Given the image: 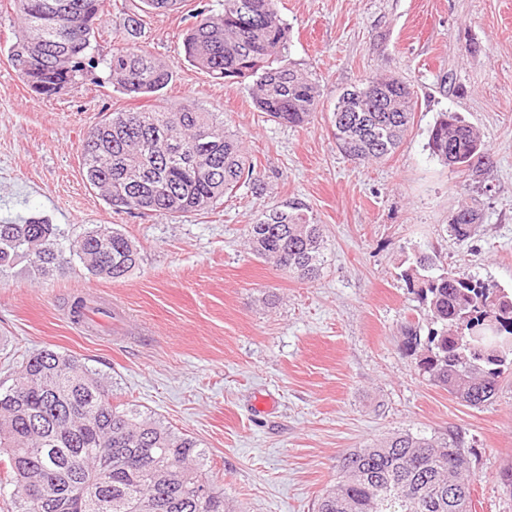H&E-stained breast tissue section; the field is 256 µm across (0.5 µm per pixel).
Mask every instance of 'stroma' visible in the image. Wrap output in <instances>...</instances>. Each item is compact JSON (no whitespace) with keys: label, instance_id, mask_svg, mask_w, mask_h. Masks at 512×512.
Returning <instances> with one entry per match:
<instances>
[{"label":"stroma","instance_id":"35a3bbf8","mask_svg":"<svg viewBox=\"0 0 512 512\" xmlns=\"http://www.w3.org/2000/svg\"><path fill=\"white\" fill-rule=\"evenodd\" d=\"M140 2L107 0L91 53L128 46L172 66L151 99L113 88L101 67L53 97L32 92L10 60L21 20L14 0H0V222L44 218L65 244L106 224L139 251L119 280L78 262L44 278L23 258L1 269L0 381L46 349L77 357L119 401L199 441L231 512H314L342 452L397 430L451 429L477 453L472 512H512L497 480L512 466V374L477 408L419 375L401 349L418 303L400 278L418 247L512 290V0H281L286 62L320 89L317 111L296 127L266 120L250 81H217L186 61L187 29L218 0L142 14L131 37L124 22ZM371 76L403 79L416 106L401 148L361 166L338 151L331 118L343 90ZM188 102L219 114L257 180L205 211L113 213L85 179L89 131L113 112ZM443 112L480 131L485 154L470 166L432 155ZM286 203L326 227L315 279L283 274L246 245L248 225ZM464 203L482 219L459 241L448 219ZM78 295L111 315L73 322Z\"/></svg>","mask_w":512,"mask_h":512}]
</instances>
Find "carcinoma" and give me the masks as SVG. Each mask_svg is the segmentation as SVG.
<instances>
[{
	"label": "carcinoma",
	"instance_id": "cac0c4a2",
	"mask_svg": "<svg viewBox=\"0 0 512 512\" xmlns=\"http://www.w3.org/2000/svg\"><path fill=\"white\" fill-rule=\"evenodd\" d=\"M65 5L56 13L46 4ZM27 29L11 61L36 93L50 97L75 84L91 49L105 0H15ZM184 39L185 59L216 80L254 78L256 107L272 121L305 123L317 110L316 83L284 64L288 27L277 0H222ZM107 82L136 98L173 78L152 55L117 47L105 61ZM410 87L372 77L344 90L333 110L337 149L360 165L387 158L404 143L413 120ZM432 153L452 168L470 165L484 144L474 127L448 112L432 127ZM87 182L119 213L173 215L203 211L252 179L240 142L216 112L185 104L175 112H114L82 144ZM478 209L462 206L448 232L469 239ZM253 255L285 274L316 277L327 250L325 225L298 206L274 207L249 225ZM33 274L63 273L77 259L92 274L118 280L139 260L121 231L97 226L64 247L52 224L31 219L0 224V267L18 258ZM400 273L433 324L404 327L402 348L419 373L471 407L491 400L512 366V293L449 270L416 248ZM0 449L8 457L18 512H226L224 489L210 479L198 441L134 404L112 403V385L72 355L42 350L23 361L0 390ZM112 469L102 478V459ZM473 474L460 431L430 436L397 431L344 453L336 483L316 512H471Z\"/></svg>",
	"mask_w": 512,
	"mask_h": 512
}]
</instances>
